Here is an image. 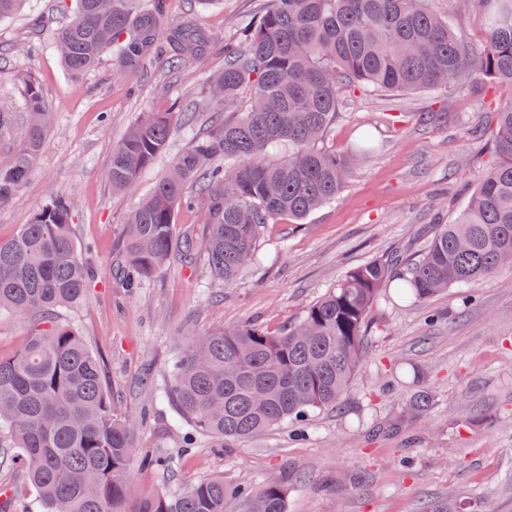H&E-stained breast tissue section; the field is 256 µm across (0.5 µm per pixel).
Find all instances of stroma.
Here are the masks:
<instances>
[{"label":"stroma","instance_id":"obj_1","mask_svg":"<svg viewBox=\"0 0 512 512\" xmlns=\"http://www.w3.org/2000/svg\"><path fill=\"white\" fill-rule=\"evenodd\" d=\"M263 0H168L165 26L194 20L209 43L179 73L152 58L127 83L114 81L111 56L85 75L70 74L56 39L68 19L62 0H28L0 21V165L25 149L22 75H33L55 122L27 180L0 204V240L53 197L74 199L72 224L91 270L86 298L62 311L98 355L119 413L137 421L130 478L141 493H180L221 476L234 485L288 479L287 512H512V270L469 287H451L419 303L382 295L367 353L337 410L311 413L303 436L283 424L227 446L200 436L180 452L178 424L165 385L188 334L244 323L279 332L354 267L391 254L416 256L435 225L455 220L493 154L469 127L512 103V88L482 80L461 88L384 95L343 88L326 144L345 153L363 135L373 151L359 159L336 200L303 223L266 225L259 259L233 286L215 279L203 253L170 262L128 291L112 262L128 211L171 162L205 133L209 113L175 125L167 151L135 187L113 192L104 178L112 146L145 112H180L202 100L224 66V42ZM33 40L34 54L16 53ZM432 397L420 416L409 404ZM167 456L169 469L140 465Z\"/></svg>","mask_w":512,"mask_h":512}]
</instances>
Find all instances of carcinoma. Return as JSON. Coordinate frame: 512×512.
<instances>
[{"mask_svg": "<svg viewBox=\"0 0 512 512\" xmlns=\"http://www.w3.org/2000/svg\"><path fill=\"white\" fill-rule=\"evenodd\" d=\"M207 81L212 129L181 153L119 233L126 287L156 274L176 245V212L196 186L208 214L203 246L211 273L229 286L252 267L265 226L302 221L336 199L365 155H340L325 140L341 89L394 94L464 86L480 79L512 87V0H457L483 13L476 53L429 0H266ZM166 0H77L58 37L66 69L88 73L110 52L113 78L130 81L165 42L175 71L201 58L189 22L162 29ZM28 148L0 167V202L27 179L30 157L54 120L37 80L23 78ZM249 84L247 111L222 120ZM179 112H146L112 146L105 178L131 189L165 152ZM495 162L457 219L440 225L425 251L353 268L278 333L254 324L189 337L168 369L166 396L194 432L242 440L314 410L337 408L365 356L368 324L385 288L426 301L512 269V103L493 113ZM73 200L60 195L8 241H0V311L33 320L24 346L0 358V466L17 465L41 512H287L282 479L258 486L222 477L176 495L139 494L130 481L135 423L120 417L100 359L56 313L81 302L88 266L72 230Z\"/></svg>", "mask_w": 512, "mask_h": 512, "instance_id": "carcinoma-1", "label": "carcinoma"}]
</instances>
